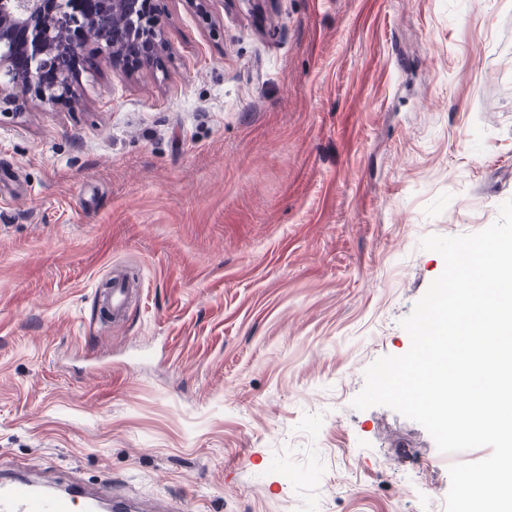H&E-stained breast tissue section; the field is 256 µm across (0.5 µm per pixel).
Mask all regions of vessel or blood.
<instances>
[{"label": "vessel or blood", "mask_w": 512, "mask_h": 512, "mask_svg": "<svg viewBox=\"0 0 512 512\" xmlns=\"http://www.w3.org/2000/svg\"><path fill=\"white\" fill-rule=\"evenodd\" d=\"M112 288L105 303L113 318H123L137 291L123 267L112 269ZM115 507L124 512L125 502L113 501L111 486L89 493L78 486L56 487L31 482L17 476L0 478V512H102Z\"/></svg>", "instance_id": "vessel-or-blood-1"}]
</instances>
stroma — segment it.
<instances>
[{"label": "stroma", "mask_w": 512, "mask_h": 512, "mask_svg": "<svg viewBox=\"0 0 512 512\" xmlns=\"http://www.w3.org/2000/svg\"><path fill=\"white\" fill-rule=\"evenodd\" d=\"M135 69L0 115V472L168 512H445L353 399L512 199V0H153ZM140 294L96 293L112 266ZM110 280L112 281V288L105 306L112 313L114 320L121 319L125 316L138 290L132 288V281L123 267H113Z\"/></svg>", "instance_id": "stroma-1"}]
</instances>
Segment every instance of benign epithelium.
Here are the masks:
<instances>
[{"mask_svg":"<svg viewBox=\"0 0 512 512\" xmlns=\"http://www.w3.org/2000/svg\"><path fill=\"white\" fill-rule=\"evenodd\" d=\"M102 14L120 13L131 34L158 37L139 12L140 0H96ZM19 30L28 33V65L17 72L11 46ZM108 61L116 60L113 41L105 30L88 24L80 0H0V101L35 99L53 110L73 93L67 61L87 51L90 44Z\"/></svg>","mask_w":512,"mask_h":512,"instance_id":"1","label":"benign epithelium"}]
</instances>
